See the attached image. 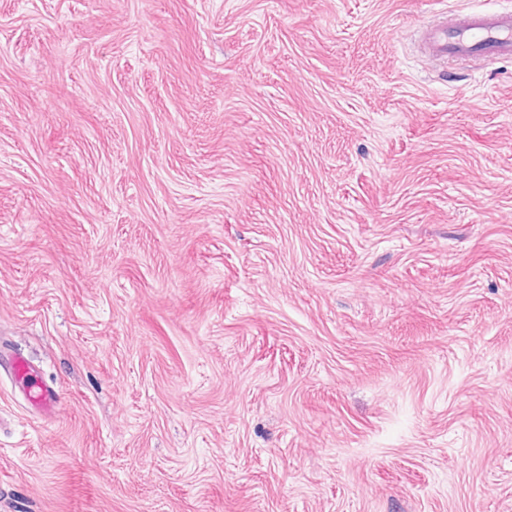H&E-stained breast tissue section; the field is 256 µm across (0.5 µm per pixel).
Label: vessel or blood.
Masks as SVG:
<instances>
[{"mask_svg":"<svg viewBox=\"0 0 512 512\" xmlns=\"http://www.w3.org/2000/svg\"><path fill=\"white\" fill-rule=\"evenodd\" d=\"M424 48L438 59L494 56L512 59V10L477 12L463 22L448 26L433 22L424 27ZM6 370L26 385L32 405L43 415H52L58 403L55 389L41 386L39 371L23 355L12 354Z\"/></svg>","mask_w":512,"mask_h":512,"instance_id":"vessel-or-blood-1","label":"vessel or blood"}]
</instances>
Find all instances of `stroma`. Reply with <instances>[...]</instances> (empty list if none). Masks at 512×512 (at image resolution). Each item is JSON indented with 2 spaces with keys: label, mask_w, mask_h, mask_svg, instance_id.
<instances>
[{
  "label": "stroma",
  "mask_w": 512,
  "mask_h": 512,
  "mask_svg": "<svg viewBox=\"0 0 512 512\" xmlns=\"http://www.w3.org/2000/svg\"><path fill=\"white\" fill-rule=\"evenodd\" d=\"M479 4L0 0V512H512ZM424 48L437 59L494 56L512 59V10L477 12L448 26L424 25ZM6 370L13 379L27 385L32 405L43 415L51 416L59 401L55 389L43 387L38 383L39 370L23 355L14 352L6 364Z\"/></svg>",
  "instance_id": "obj_1"
}]
</instances>
